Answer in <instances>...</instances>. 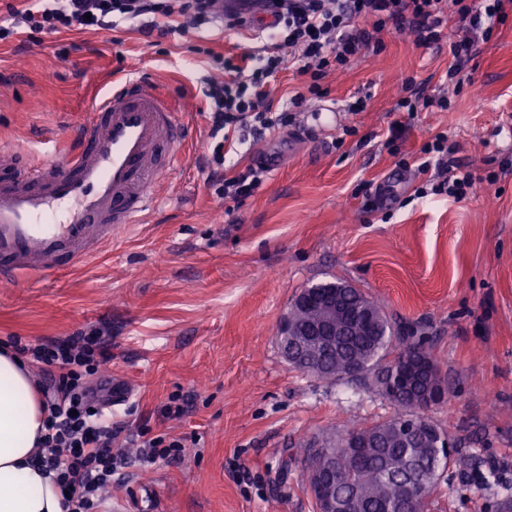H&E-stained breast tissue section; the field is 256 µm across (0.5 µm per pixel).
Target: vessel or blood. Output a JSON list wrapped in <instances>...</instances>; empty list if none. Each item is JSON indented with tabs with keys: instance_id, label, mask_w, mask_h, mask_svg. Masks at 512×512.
I'll return each mask as SVG.
<instances>
[{
	"instance_id": "b4317fda",
	"label": "vessel or blood",
	"mask_w": 512,
	"mask_h": 512,
	"mask_svg": "<svg viewBox=\"0 0 512 512\" xmlns=\"http://www.w3.org/2000/svg\"><path fill=\"white\" fill-rule=\"evenodd\" d=\"M187 130L174 99L130 73L96 100L65 159L45 139L44 163L22 168L1 143L0 283L75 270L92 246L143 223L160 200L161 175L186 155Z\"/></svg>"
}]
</instances>
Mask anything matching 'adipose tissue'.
<instances>
[{"label": "adipose tissue", "instance_id": "1", "mask_svg": "<svg viewBox=\"0 0 512 512\" xmlns=\"http://www.w3.org/2000/svg\"><path fill=\"white\" fill-rule=\"evenodd\" d=\"M45 414L25 360L0 348V512H63L59 485L35 460Z\"/></svg>", "mask_w": 512, "mask_h": 512}]
</instances>
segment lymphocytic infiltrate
<instances>
[{
    "mask_svg": "<svg viewBox=\"0 0 512 512\" xmlns=\"http://www.w3.org/2000/svg\"><path fill=\"white\" fill-rule=\"evenodd\" d=\"M232 14L220 13L216 0H25L9 7V25H0V41L13 38L18 28L46 33L60 31H117L119 22L144 37L187 31L219 23L228 29L244 18L272 12L276 19L271 43L242 55H224L197 47L203 71L201 91L207 100L208 154L200 165L207 185L225 199L251 197L268 171L259 159L226 174L224 149L229 141L244 144L280 128L305 133L297 112L311 99L326 95L325 78L348 69L358 59L380 52L382 32H409L417 47L447 44L452 59L448 80H457L489 41L498 25L512 16V0H240ZM456 38H449V30ZM296 64L306 82L285 107L273 105L272 82L285 62ZM223 78H215V71ZM448 135L436 133L416 158L428 185L418 197L443 195L459 201L474 184L470 171L448 166ZM11 345L42 380L38 389L47 414L36 454L45 472L54 474L66 496L64 512H99L112 478L125 462L116 442L122 423L103 412L112 390L100 381L108 362L109 343L99 333H78L34 343L12 340Z\"/></svg>",
    "mask_w": 512,
    "mask_h": 512,
    "instance_id": "obj_1",
    "label": "lymphocytic infiltrate"
}]
</instances>
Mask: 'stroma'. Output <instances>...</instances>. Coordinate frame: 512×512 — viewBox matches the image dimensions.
<instances>
[{
	"label": "stroma",
	"instance_id": "1",
	"mask_svg": "<svg viewBox=\"0 0 512 512\" xmlns=\"http://www.w3.org/2000/svg\"><path fill=\"white\" fill-rule=\"evenodd\" d=\"M112 37L27 30L0 42V142L22 151L23 165L41 159L35 136L67 150L72 122L89 121L108 74L149 69L195 130L145 224L75 273L0 286V341L94 329L112 338L101 380L132 388L111 409L127 427L132 462L105 512L115 498L143 512V495L166 512H315L300 446L395 412L371 385L323 380L282 356L278 325L294 296L336 279L424 337L450 387L426 412L456 444L429 512H512V19L468 63L450 111L412 118L395 109L404 79L440 89L448 50L383 33L382 52L326 80L339 105L371 92L365 111L238 146L227 164L261 155L272 165L254 195L231 207L199 170L208 128L194 48L239 54L257 39L213 25L168 33L155 47L131 30L121 44ZM395 122L404 127L398 157L384 139ZM347 125L356 135L344 136ZM439 131L457 145L450 162L475 175L460 202L414 195L425 180L414 159ZM363 181L383 188L373 206L352 194ZM174 395L187 397L188 411L164 418ZM142 431L187 438L183 459L141 466Z\"/></svg>",
	"mask_w": 512,
	"mask_h": 512
}]
</instances>
